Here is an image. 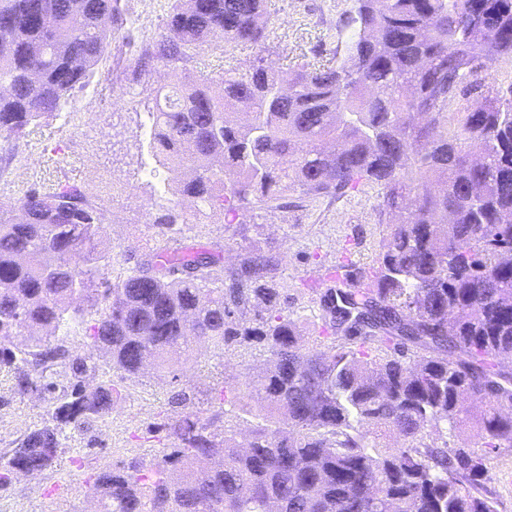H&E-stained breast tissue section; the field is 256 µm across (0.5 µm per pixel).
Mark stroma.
<instances>
[{"label":"stroma","instance_id":"obj_1","mask_svg":"<svg viewBox=\"0 0 512 512\" xmlns=\"http://www.w3.org/2000/svg\"><path fill=\"white\" fill-rule=\"evenodd\" d=\"M351 5L352 0H266L269 65L280 68L333 57L346 39L339 21ZM164 9L163 0H120V19L112 31L120 52L100 64L92 85L78 93L76 115L34 128L11 168L15 180L66 176L94 189L108 178L129 186V196L114 203L113 221L103 229L110 246L124 258L136 259L159 247L165 232L155 222L159 210L149 201L134 129L136 114L143 109L142 91L164 84L167 75L160 68L136 72L130 62L142 29H161ZM53 155L61 166L50 163ZM375 206L376 196L370 193L307 202L285 212L256 209L239 214L250 238L271 241L279 249L288 294L306 327L316 323L319 308L311 288L348 243H359L361 262L372 260L379 234ZM179 239L200 249L221 250L227 265L237 254L234 230L225 223L190 219ZM242 373L239 358L222 357L202 346L185 364L180 385L197 394L201 415L207 418L212 407L206 394L214 388L237 389ZM125 386V399L105 420L83 432L69 431L57 467L37 477L18 476L0 490V512H95L93 500L82 492L92 473L130 454L158 458L168 445L165 426L177 412L171 388L148 369L126 380ZM47 419L41 396L18 395L11 377L0 374V449ZM489 476L499 512H512V448L491 456Z\"/></svg>","mask_w":512,"mask_h":512}]
</instances>
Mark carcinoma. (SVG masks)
<instances>
[{"mask_svg": "<svg viewBox=\"0 0 512 512\" xmlns=\"http://www.w3.org/2000/svg\"><path fill=\"white\" fill-rule=\"evenodd\" d=\"M354 2L340 57L275 69L264 0H167L164 33L142 38L134 68L168 77L137 129L156 223L173 236L134 266L109 276L112 211L80 182L33 180L0 205V371L49 405L0 455V488L54 468L66 431L123 399L117 382L87 383L97 352L124 380L151 365L175 388L180 358L207 344L270 352L257 376L245 365L248 393L219 395L258 422L240 441L228 412H182L159 461L90 476L99 512H498L485 481L489 454L512 448V81L495 64L512 62V0ZM117 14V0H0L10 158L74 105ZM216 33L252 47L246 71L195 75ZM366 187L385 225L375 258L360 267L348 248L322 277L313 336L273 248L252 241L226 267L176 237L187 202L221 221ZM59 367L67 387L50 381Z\"/></svg>", "mask_w": 512, "mask_h": 512, "instance_id": "obj_1", "label": "carcinoma"}]
</instances>
